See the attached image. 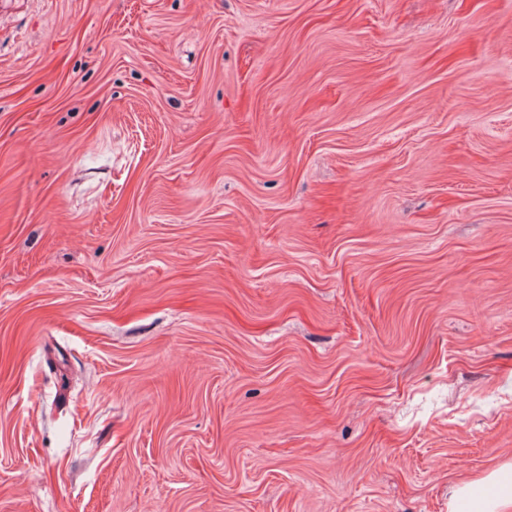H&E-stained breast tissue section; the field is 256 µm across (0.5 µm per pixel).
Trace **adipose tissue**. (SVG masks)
I'll use <instances>...</instances> for the list:
<instances>
[{"label":"adipose tissue","mask_w":512,"mask_h":512,"mask_svg":"<svg viewBox=\"0 0 512 512\" xmlns=\"http://www.w3.org/2000/svg\"><path fill=\"white\" fill-rule=\"evenodd\" d=\"M448 512H512V462L460 480L448 498Z\"/></svg>","instance_id":"adipose-tissue-1"}]
</instances>
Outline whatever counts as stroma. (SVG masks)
<instances>
[{"label": "stroma", "instance_id": "stroma-1", "mask_svg": "<svg viewBox=\"0 0 512 512\" xmlns=\"http://www.w3.org/2000/svg\"><path fill=\"white\" fill-rule=\"evenodd\" d=\"M506 461L512 0H0V512Z\"/></svg>", "mask_w": 512, "mask_h": 512}]
</instances>
